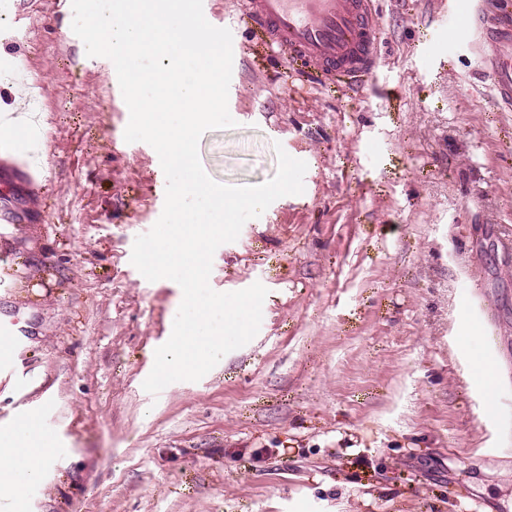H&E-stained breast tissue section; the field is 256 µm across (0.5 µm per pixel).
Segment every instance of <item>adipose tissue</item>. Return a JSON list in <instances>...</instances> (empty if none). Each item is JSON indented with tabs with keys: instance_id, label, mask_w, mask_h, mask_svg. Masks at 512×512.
Returning a JSON list of instances; mask_svg holds the SVG:
<instances>
[{
	"instance_id": "obj_1",
	"label": "adipose tissue",
	"mask_w": 512,
	"mask_h": 512,
	"mask_svg": "<svg viewBox=\"0 0 512 512\" xmlns=\"http://www.w3.org/2000/svg\"><path fill=\"white\" fill-rule=\"evenodd\" d=\"M58 454L54 439L30 419L0 432V496L12 498L42 483L46 465Z\"/></svg>"
}]
</instances>
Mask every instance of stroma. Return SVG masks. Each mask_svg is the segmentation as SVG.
Instances as JSON below:
<instances>
[{
  "mask_svg": "<svg viewBox=\"0 0 512 512\" xmlns=\"http://www.w3.org/2000/svg\"><path fill=\"white\" fill-rule=\"evenodd\" d=\"M482 0H375L359 91L288 67L242 0L228 109L202 167L228 185L307 164L216 250L218 292L262 283L258 334L198 381L143 382L182 301L131 263L165 175L129 143L116 71L67 0H0L42 85L40 163L0 152V430L36 412L60 450L19 512H512V107L493 101ZM497 378L486 395L478 369Z\"/></svg>",
  "mask_w": 512,
  "mask_h": 512,
  "instance_id": "obj_1",
  "label": "stroma"
}]
</instances>
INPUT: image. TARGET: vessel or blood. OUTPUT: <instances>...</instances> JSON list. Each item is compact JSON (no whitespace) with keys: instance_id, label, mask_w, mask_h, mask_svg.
I'll use <instances>...</instances> for the list:
<instances>
[{"instance_id":"1","label":"vessel or blood","mask_w":512,"mask_h":512,"mask_svg":"<svg viewBox=\"0 0 512 512\" xmlns=\"http://www.w3.org/2000/svg\"><path fill=\"white\" fill-rule=\"evenodd\" d=\"M250 17L292 61L328 77H360L377 64L378 28L370 0H245ZM485 27L496 97L512 104V17L488 13Z\"/></svg>"}]
</instances>
